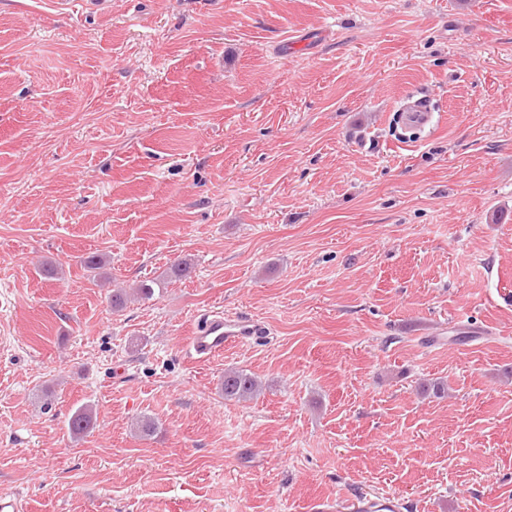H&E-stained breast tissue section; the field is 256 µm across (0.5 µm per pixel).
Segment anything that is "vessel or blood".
I'll use <instances>...</instances> for the list:
<instances>
[{
  "instance_id": "vessel-or-blood-1",
  "label": "vessel or blood",
  "mask_w": 512,
  "mask_h": 512,
  "mask_svg": "<svg viewBox=\"0 0 512 512\" xmlns=\"http://www.w3.org/2000/svg\"><path fill=\"white\" fill-rule=\"evenodd\" d=\"M408 124L424 128L431 126L433 108L427 100L415 99L403 107ZM258 324L247 319L225 318L223 310H212L195 320L188 342L191 356L199 362L209 361L224 348L256 340ZM400 497L392 494H362L353 501L350 512H401Z\"/></svg>"
}]
</instances>
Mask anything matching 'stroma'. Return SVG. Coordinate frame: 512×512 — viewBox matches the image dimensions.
Returning a JSON list of instances; mask_svg holds the SVG:
<instances>
[{
  "label": "stroma",
  "mask_w": 512,
  "mask_h": 512,
  "mask_svg": "<svg viewBox=\"0 0 512 512\" xmlns=\"http://www.w3.org/2000/svg\"><path fill=\"white\" fill-rule=\"evenodd\" d=\"M215 307L265 334L198 363ZM1 489L512 512V0H0ZM402 112H405L408 124L424 128L431 126L434 119V112L431 103L425 99H415L406 103ZM221 390L225 399L245 401L262 390L261 382L246 370H229L224 373ZM96 425V412L91 404H84L77 407L67 420L69 433L80 438L90 433ZM402 500L392 494L366 495L356 497L349 510L351 512H400Z\"/></svg>",
  "instance_id": "obj_1"
}]
</instances>
